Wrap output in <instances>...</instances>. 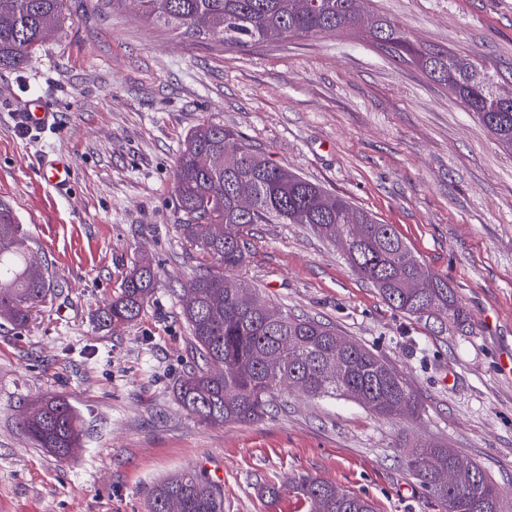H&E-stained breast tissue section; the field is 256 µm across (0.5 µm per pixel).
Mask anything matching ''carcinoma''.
I'll return each mask as SVG.
<instances>
[{"mask_svg":"<svg viewBox=\"0 0 512 512\" xmlns=\"http://www.w3.org/2000/svg\"><path fill=\"white\" fill-rule=\"evenodd\" d=\"M68 11L69 0H0V69L24 66L61 28ZM142 13L192 39L217 36L216 45L227 49L274 37L361 33L365 25L358 0H143ZM363 39L454 92L512 152V92L502 88L492 67L422 42L380 12L372 14ZM175 195L185 215L177 231L201 256L184 284V317L201 360L176 387L184 410L205 424L255 422L269 413L276 395L294 388L315 398H349L381 418L417 411L409 379L370 349L318 319L275 308L256 287H224L227 273L244 263L242 234L251 224H304L333 243L360 224L361 236L352 238L347 260L392 308L418 320L467 324L448 283L425 266L394 225L272 162L219 122L187 134L177 159ZM243 195L250 198L247 209L239 205ZM28 250L21 225L0 204V320L16 326L25 325L30 309L51 288L48 270L30 262ZM156 283L151 263L136 264L118 295L99 311L100 321L115 327L136 320ZM21 423L38 447L61 461L81 447V414L63 398L38 400ZM460 461L451 449L428 443L413 448L406 465L444 512H501L498 487L472 461L465 462L467 482L440 483L438 470ZM285 493L295 500V512H375L368 499L318 478L302 477L286 489L264 487L272 506ZM148 509L224 512V495L205 471L189 468L158 483Z\"/></svg>","mask_w":512,"mask_h":512,"instance_id":"carcinoma-1","label":"carcinoma"}]
</instances>
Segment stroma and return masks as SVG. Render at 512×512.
<instances>
[{
  "label": "stroma",
  "instance_id": "1",
  "mask_svg": "<svg viewBox=\"0 0 512 512\" xmlns=\"http://www.w3.org/2000/svg\"><path fill=\"white\" fill-rule=\"evenodd\" d=\"M422 41L489 62L512 86V0H374ZM39 96L56 129L18 132ZM214 120L271 160L394 225L448 281L466 326L389 306L335 244L300 224H255L233 280L281 310L329 323L410 379L421 407L380 418L346 398L282 393L255 423H199L175 388L198 358L182 285L200 262L179 235L175 170L185 136ZM63 156L60 195L38 170ZM0 201L55 286L28 324H0V512H146L162 479L223 471L224 512L271 508L268 483L302 475L376 512H443L409 472L412 445L442 442L480 465L512 512V153L456 97L354 32L223 50L144 18L125 0H72L71 16L23 67L0 70ZM158 284L128 325L98 321L138 261ZM61 396L84 420L59 461L21 425Z\"/></svg>",
  "mask_w": 512,
  "mask_h": 512
}]
</instances>
